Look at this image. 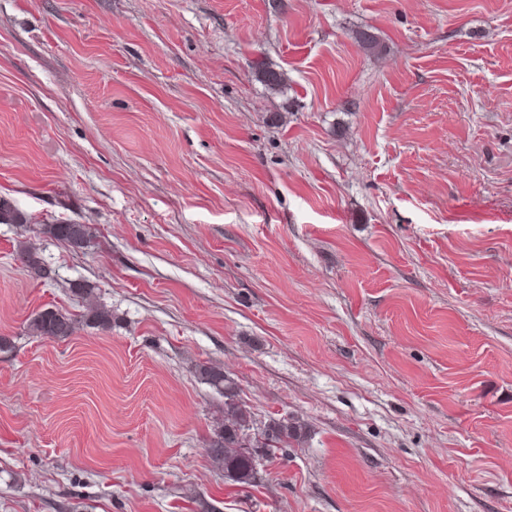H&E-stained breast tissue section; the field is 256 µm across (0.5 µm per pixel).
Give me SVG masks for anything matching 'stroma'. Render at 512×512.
<instances>
[{"label":"stroma","mask_w":512,"mask_h":512,"mask_svg":"<svg viewBox=\"0 0 512 512\" xmlns=\"http://www.w3.org/2000/svg\"><path fill=\"white\" fill-rule=\"evenodd\" d=\"M0 197V512H512V0H0ZM43 234L71 247L74 250L86 248L93 239L91 225L62 222L41 225ZM19 256L32 277L36 279H49L51 278V269L45 263L44 259L39 256L36 251L29 249L26 246L19 244ZM80 322L86 327L107 329L112 325V312L95 305L78 320L76 315L59 308H44L31 318L27 330L32 336L65 340L74 334ZM197 376L224 396V412L210 443L213 459L224 464V477L238 484L254 485L262 479L264 463L276 456L278 444L300 437L298 421H272L261 434L255 432L251 412L237 399V385L224 369L199 364ZM250 437L248 443L243 441ZM248 448H264L263 453Z\"/></svg>","instance_id":"1"}]
</instances>
